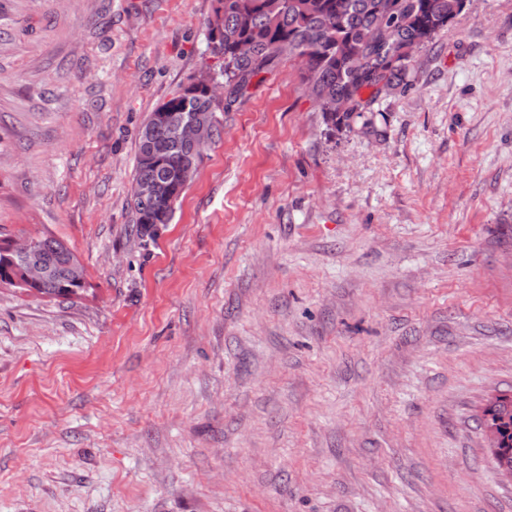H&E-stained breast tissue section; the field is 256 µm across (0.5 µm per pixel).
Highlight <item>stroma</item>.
I'll list each match as a JSON object with an SVG mask.
<instances>
[{"label":"stroma","instance_id":"35a3bbf8","mask_svg":"<svg viewBox=\"0 0 512 512\" xmlns=\"http://www.w3.org/2000/svg\"><path fill=\"white\" fill-rule=\"evenodd\" d=\"M216 0H0V234L81 297L0 289V512H512V0H475L371 129L296 60L228 102L156 241L136 135L219 58ZM29 238H10L5 242L1 241L3 254L8 257H18L12 263L15 272L19 273L25 266L22 277H15L9 273V276L2 277L1 285L5 282H12L14 285L24 289V292L37 294V289L42 285L48 275V269L42 264H29L32 261H41L45 263L50 274L47 280L40 288L42 297L58 302L72 301L65 292L67 288V278L69 273V263L77 261L70 249L59 239L51 235L32 236ZM484 448H489L493 469L497 475L508 483L512 482V467L503 458L506 448L504 439L496 424L483 423Z\"/></svg>","mask_w":512,"mask_h":512}]
</instances>
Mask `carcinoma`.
Here are the masks:
<instances>
[{
	"label": "carcinoma",
	"mask_w": 512,
	"mask_h": 512,
	"mask_svg": "<svg viewBox=\"0 0 512 512\" xmlns=\"http://www.w3.org/2000/svg\"><path fill=\"white\" fill-rule=\"evenodd\" d=\"M463 13L461 0H217L214 9L221 31L206 29L211 53L222 58L219 70L206 69L151 112L137 134L134 181L168 182L172 172L183 167L198 168L191 148L174 133L178 120L195 112L216 117L214 140L224 133L218 118L220 103L207 95V86L219 80L228 98L243 95L251 80L267 73L279 57L277 46L292 44L299 60L305 90L318 104L326 130L337 131L374 126L384 101L396 90L411 86L413 47L433 43ZM251 44L252 54L240 58L238 43ZM347 100V112H329L331 102ZM187 184L172 185L166 198L131 201L136 235L143 241L157 237L159 215H172L174 205ZM33 251L13 262L15 272L28 263H45L50 274L40 288L50 300L69 302L65 292L70 249L51 235L34 236ZM506 438L512 441V400L497 408Z\"/></svg>",
	"instance_id": "1"
}]
</instances>
